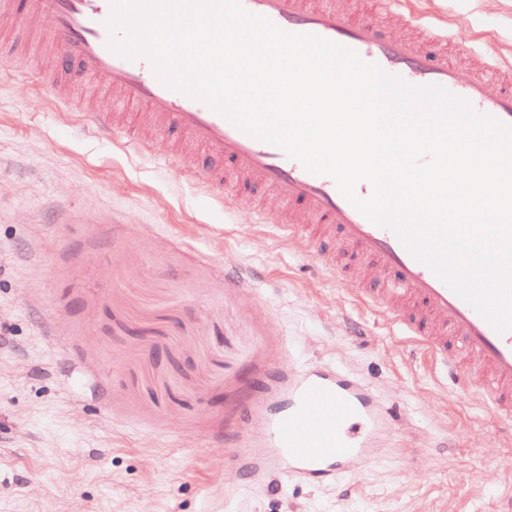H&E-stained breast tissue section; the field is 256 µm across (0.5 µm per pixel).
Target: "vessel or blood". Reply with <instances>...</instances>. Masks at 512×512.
I'll return each mask as SVG.
<instances>
[{
	"instance_id": "1",
	"label": "vessel or blood",
	"mask_w": 512,
	"mask_h": 512,
	"mask_svg": "<svg viewBox=\"0 0 512 512\" xmlns=\"http://www.w3.org/2000/svg\"><path fill=\"white\" fill-rule=\"evenodd\" d=\"M244 8L281 29L313 34L356 51L369 63L412 85L437 84L467 100L475 112L512 125V57L494 47H467L476 65H459L430 51L447 43V26L412 14L407 24L421 31L428 46L407 38H390L373 23L355 21L339 7L314 9L309 0H242ZM38 16L49 29L29 27L25 35L46 42L62 74L40 75L49 96L69 101L71 86L92 77L104 96L84 108L88 129L110 141L121 138L123 105L141 107L136 146L150 149V136L175 130L211 159L201 169L178 149L171 158L181 165L214 204L233 186L271 187L288 206V218L258 211L256 221L272 226L281 240L304 233L331 242L317 252V266L338 276L336 252L363 259L369 269L362 302L377 311L391 335L418 346L457 392L492 406L512 428V331L498 333L471 305L455 294L425 264L417 261L388 227L367 220L338 191L335 180L307 171L276 145L256 139L214 112L204 102L172 90L155 76L146 57L128 59L110 50L108 21L111 0H36ZM263 440L270 457L241 455L235 460L252 478L269 479L284 472L287 479L330 486L369 463L373 443L390 423L393 412L351 373L319 366L290 373L278 400L262 411Z\"/></svg>"
}]
</instances>
